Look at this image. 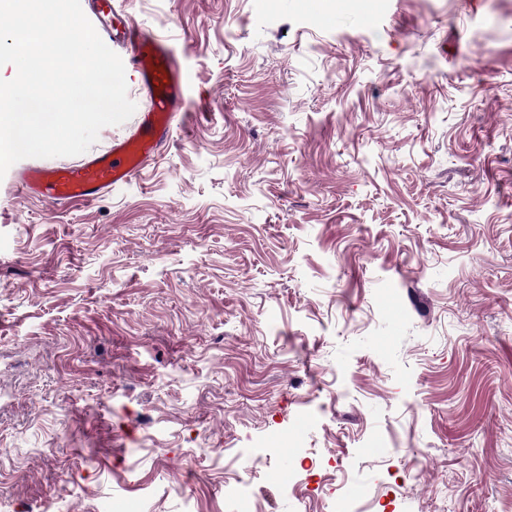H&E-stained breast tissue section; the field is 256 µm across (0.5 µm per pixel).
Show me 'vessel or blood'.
Returning a JSON list of instances; mask_svg holds the SVG:
<instances>
[{"mask_svg":"<svg viewBox=\"0 0 512 512\" xmlns=\"http://www.w3.org/2000/svg\"><path fill=\"white\" fill-rule=\"evenodd\" d=\"M96 16L107 23L98 27L102 40L124 49L127 68L146 91L150 107L141 113L130 136L113 140L102 156L55 168L32 167L18 178L29 197L56 206L97 201L111 188L126 184L173 138V121L185 105L188 78L172 58L167 44L118 13L112 0H94Z\"/></svg>","mask_w":512,"mask_h":512,"instance_id":"1","label":"vessel or blood"}]
</instances>
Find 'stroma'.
<instances>
[{"label":"stroma","instance_id":"stroma-1","mask_svg":"<svg viewBox=\"0 0 512 512\" xmlns=\"http://www.w3.org/2000/svg\"><path fill=\"white\" fill-rule=\"evenodd\" d=\"M335 2L114 0L187 110L0 179V512H512V0ZM97 17L110 24L96 29L103 41L124 49L127 68L146 91L150 107L142 112L132 134L112 141L102 156L55 168L32 167L18 178L29 197L56 206L97 201L103 193L135 179L161 148L173 140V121L184 109L187 75L177 66L167 44L118 13L112 0H95Z\"/></svg>","mask_w":512,"mask_h":512}]
</instances>
